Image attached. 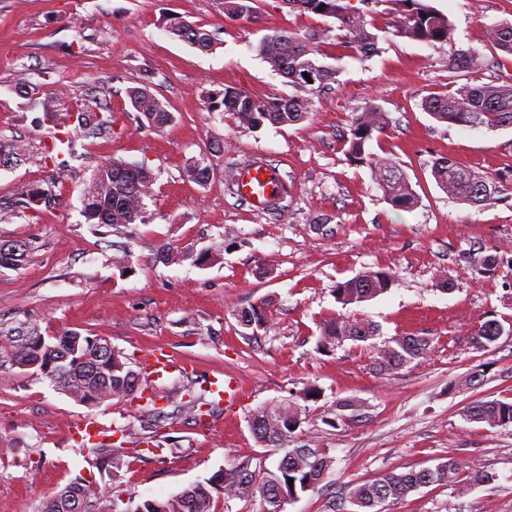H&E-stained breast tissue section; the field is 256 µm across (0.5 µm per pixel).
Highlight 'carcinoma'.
I'll list each match as a JSON object with an SVG mask.
<instances>
[{"label":"carcinoma","instance_id":"obj_1","mask_svg":"<svg viewBox=\"0 0 512 512\" xmlns=\"http://www.w3.org/2000/svg\"><path fill=\"white\" fill-rule=\"evenodd\" d=\"M255 0H224V16L232 21H251L256 18ZM291 7L332 18L336 29L344 32V44L353 53H369L378 49L379 32L394 37L424 43H446L450 40L452 25L448 17L427 4V0H389L395 5L398 18L386 28L375 23V16L354 11L347 0H286ZM166 31L170 37L195 45L202 51L214 46V36L205 29L178 17L169 18ZM488 40L494 48L512 57V21H502L488 29ZM258 53L271 70L288 80L294 92L288 96L266 99L255 98L247 92L226 87L212 97L213 109L230 112L248 128H258L266 123L288 126L305 120L313 110V96L321 89L336 83L340 66L321 61L325 57L315 37H300L287 30H278L264 36ZM483 57L472 51L459 50L448 59V68L471 72L481 69ZM318 76L312 84L305 73ZM132 108L141 128L159 130L173 120L162 101L145 88L129 91ZM60 106L52 97H36L30 109L47 116ZM423 109L438 123L465 127L499 129L512 127V83L464 84L444 96L427 97ZM101 104L96 98L84 100L77 112L60 124L52 140L42 147L45 164L56 172L64 171L66 157L74 154L78 141L86 139L112 120L101 116ZM390 118L379 106L369 103L361 111L352 113L349 136L345 140L347 155L355 162L365 164L374 180L381 187L389 203L398 208H412L417 199L407 175L389 158L366 152L367 144L377 134L384 133ZM27 148L19 140H0V165L16 166L26 160ZM213 164L209 157L195 160L186 169L187 177L202 183L209 179ZM432 175L448 196L470 205H488L499 196L512 190L496 175L479 176L460 166L450 158L433 162ZM154 177L143 165L129 164L109 159L93 171L83 191V217L88 224L126 226L142 222L145 200L150 197ZM54 201L52 190L33 188L19 207ZM29 243L23 241L0 242V268H14L27 256ZM393 286L392 277L384 271H366L354 278L336 284L333 292L336 301L344 306L362 303L386 293ZM240 323L246 328L265 324L264 309L253 306L244 311ZM504 333L502 323L486 319L477 325L470 343L476 349H486ZM18 328L0 329V367L10 366L22 371L49 378V374H75L67 383L73 398L89 406H98L104 400L88 398L87 381L76 378L81 372L76 360L87 359L96 371L107 376V394L113 399L137 397L141 392L140 374L133 370L119 351H112L106 358L96 356L97 344L102 339L83 334L76 329L65 330L54 336H44L41 341L26 342L18 338ZM378 335L375 324L364 319H332L321 329L318 347L329 351L346 340L367 341ZM432 345L428 336H393L377 352L376 366L381 372L405 367L425 355ZM322 391L308 385L288 397L273 400L261 406L250 419V428L256 441L270 454L277 456L275 464L268 467L263 461L252 463L244 459L215 472L210 478L196 482L167 498L144 500L132 512H215V496H222L224 507L254 492L262 500L261 512H284L283 497L299 499L323 482L331 470L333 458L329 449L318 447L310 439L296 436L304 423L302 401H309ZM363 402L355 397L335 401L336 420L352 421L361 415ZM470 422L485 423L491 427L512 425V403L499 400H481L465 413ZM82 449L96 455L100 465L117 471L122 468V455L114 453L103 443L81 442ZM497 475L477 464L465 465L450 458L433 467L419 470L388 471L380 476L354 485L349 492L352 512H388L390 504L422 487L450 486L456 496L466 495L471 487L495 481ZM106 489L100 497L88 490L85 512H114Z\"/></svg>","mask_w":512,"mask_h":512}]
</instances>
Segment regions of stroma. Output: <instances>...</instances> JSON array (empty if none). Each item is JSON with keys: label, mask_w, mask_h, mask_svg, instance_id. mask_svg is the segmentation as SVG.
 <instances>
[{"label": "stroma", "mask_w": 512, "mask_h": 512, "mask_svg": "<svg viewBox=\"0 0 512 512\" xmlns=\"http://www.w3.org/2000/svg\"><path fill=\"white\" fill-rule=\"evenodd\" d=\"M448 16L444 44L391 38L371 55L343 56L333 19L255 0L256 22H231L223 0H0V138L19 139L30 158L0 167V241L31 244L21 266L0 268V326L37 325L43 334L77 329L107 339L130 365L155 351L192 365L188 374L143 378L144 400L114 399L90 408L48 379L0 368V512H37L75 478L94 489L116 488L134 501L178 493L238 459L264 458L249 420L256 408L307 384L322 396L306 402L302 432L329 449L334 463L318 491L287 512H325L353 484L391 471L432 467L454 458L484 466L497 479L455 496L432 485L393 503L390 512H512V425L467 421L474 402H512V194L490 206L451 198L436 184L434 160L452 158L482 174L512 175V128L442 124L423 98L458 86L512 83V60L486 37L512 20V0H430ZM177 16L214 33L211 51L171 38ZM316 35L323 53L341 55L340 90L316 97L309 120L288 126H241L213 110L227 87L259 98L293 89L258 54L267 34ZM459 49L483 55L474 73H455ZM147 88L174 115L160 131L139 129L128 92ZM60 94L72 103L96 95L112 128L82 140L78 160L61 174L42 161L52 123L35 124L26 95ZM374 102L391 118L370 144L396 161L418 198L392 206L367 166L343 149L352 112ZM212 154L202 183L188 164ZM149 167L156 176L143 222L110 228L86 224L81 190L107 159ZM274 164L284 195L262 212L232 193L239 164ZM52 186L58 201L22 211L25 190ZM180 259H160L162 250ZM498 258L495 271L484 256ZM383 270L392 288L344 306L333 288ZM263 306V327L247 329L241 312ZM378 325L382 338L412 334L433 340L428 353L384 373L371 342L317 349L320 327L336 316ZM507 332L485 350L469 336L484 316ZM482 371L483 385L465 380ZM230 374L240 386L232 412L203 420L183 407L186 389L202 391ZM366 405L362 421L329 426L337 399ZM94 415L118 444L125 466L114 474L83 453L75 426ZM161 416V449L145 452L149 420Z\"/></svg>", "instance_id": "35a3bbf8"}]
</instances>
